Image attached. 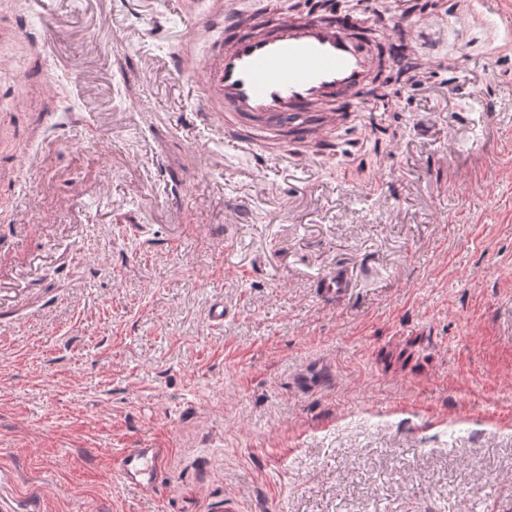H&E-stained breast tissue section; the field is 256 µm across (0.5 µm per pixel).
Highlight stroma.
Here are the masks:
<instances>
[{"label": "stroma", "mask_w": 512, "mask_h": 512, "mask_svg": "<svg viewBox=\"0 0 512 512\" xmlns=\"http://www.w3.org/2000/svg\"><path fill=\"white\" fill-rule=\"evenodd\" d=\"M388 2L358 16L375 43L421 31L395 101L245 155L184 103L215 50L186 17L223 40L224 0H66L49 39L55 0H0L16 512H512V43L463 0L409 21ZM339 267L349 294L322 302ZM119 448L167 449L156 493L114 479ZM349 291V281L345 270L336 268L316 281L315 292L324 302L338 303Z\"/></svg>", "instance_id": "stroma-1"}]
</instances>
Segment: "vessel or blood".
I'll list each match as a JSON object with an SVG mask.
<instances>
[{"mask_svg":"<svg viewBox=\"0 0 512 512\" xmlns=\"http://www.w3.org/2000/svg\"><path fill=\"white\" fill-rule=\"evenodd\" d=\"M502 0H471L474 13L491 19L512 37V13ZM267 17L251 20L252 32L226 29L222 52L205 59L204 82L187 75L186 82L211 110L215 128L235 118L238 147L252 150L255 127L270 121L301 131L312 104L342 95L355 100L363 91L371 68L372 52L352 37L359 19L337 15L335 23L317 19L304 22L281 17L272 35H265ZM349 291L348 276L336 269L320 277L315 292L325 302L337 303ZM160 448H124L112 458L113 474L128 485L152 492L166 470Z\"/></svg>","mask_w":512,"mask_h":512,"instance_id":"b4317fda","label":"vessel or blood"}]
</instances>
